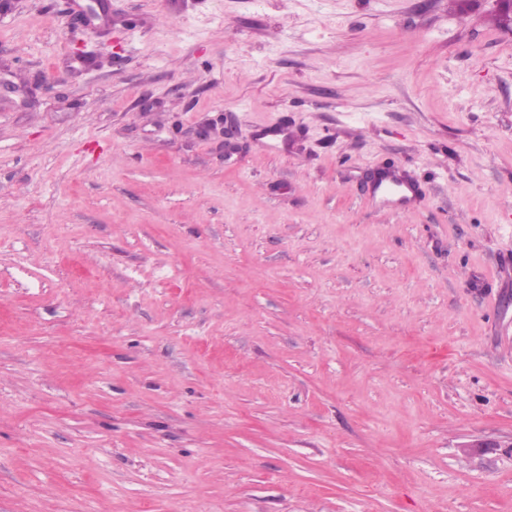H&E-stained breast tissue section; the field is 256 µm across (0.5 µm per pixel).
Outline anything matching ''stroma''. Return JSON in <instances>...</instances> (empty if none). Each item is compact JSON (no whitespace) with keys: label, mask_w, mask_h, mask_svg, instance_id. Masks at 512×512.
<instances>
[{"label":"stroma","mask_w":512,"mask_h":512,"mask_svg":"<svg viewBox=\"0 0 512 512\" xmlns=\"http://www.w3.org/2000/svg\"><path fill=\"white\" fill-rule=\"evenodd\" d=\"M84 4L0 11V512H512L494 0ZM89 2L80 12L73 14L69 21V29L75 35L82 28L87 27L93 18L97 16V8L104 9V0H86Z\"/></svg>","instance_id":"35a3bbf8"}]
</instances>
